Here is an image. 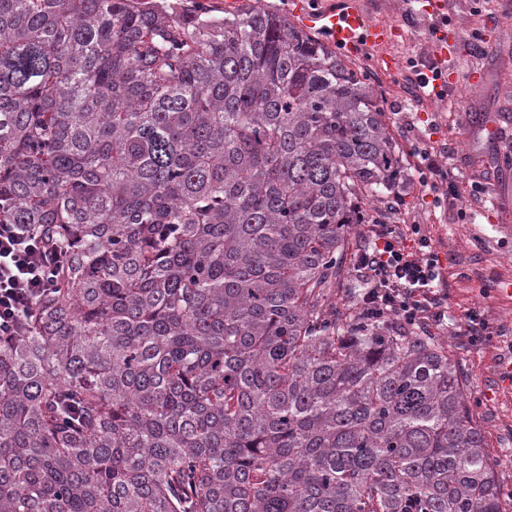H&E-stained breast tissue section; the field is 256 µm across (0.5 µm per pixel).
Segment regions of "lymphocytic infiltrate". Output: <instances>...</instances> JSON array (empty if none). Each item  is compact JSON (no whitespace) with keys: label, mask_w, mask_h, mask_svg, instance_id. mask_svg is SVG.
<instances>
[{"label":"lymphocytic infiltrate","mask_w":512,"mask_h":512,"mask_svg":"<svg viewBox=\"0 0 512 512\" xmlns=\"http://www.w3.org/2000/svg\"><path fill=\"white\" fill-rule=\"evenodd\" d=\"M419 156L421 179L435 203H454L459 189L436 156L426 149ZM64 258V250L43 235L0 224V336L14 335L37 298L55 286ZM355 269L367 285L361 308L369 316L417 326L443 321L445 296L434 289L443 279L442 263L419 225L376 232Z\"/></svg>","instance_id":"obj_1"}]
</instances>
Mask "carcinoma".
<instances>
[{
    "label": "carcinoma",
    "instance_id": "obj_1",
    "mask_svg": "<svg viewBox=\"0 0 512 512\" xmlns=\"http://www.w3.org/2000/svg\"><path fill=\"white\" fill-rule=\"evenodd\" d=\"M382 115L268 7L0 0V224L68 250L0 337V512H503L447 341L352 304Z\"/></svg>",
    "mask_w": 512,
    "mask_h": 512
}]
</instances>
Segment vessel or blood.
<instances>
[{
  "mask_svg": "<svg viewBox=\"0 0 512 512\" xmlns=\"http://www.w3.org/2000/svg\"><path fill=\"white\" fill-rule=\"evenodd\" d=\"M309 0H294L292 13L302 25L322 31L343 51L356 54L370 47H379L396 40L400 29L384 20L369 19L360 0H336L334 5L320 10L310 9ZM455 42L454 29L438 26L433 48L442 63L443 78L437 79L436 88H448L458 79H465L473 87H481L485 74L481 71L460 70L450 65L448 59Z\"/></svg>",
  "mask_w": 512,
  "mask_h": 512,
  "instance_id": "1",
  "label": "vessel or blood"
}]
</instances>
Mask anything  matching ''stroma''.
<instances>
[{
    "label": "stroma",
    "instance_id": "1",
    "mask_svg": "<svg viewBox=\"0 0 512 512\" xmlns=\"http://www.w3.org/2000/svg\"><path fill=\"white\" fill-rule=\"evenodd\" d=\"M446 5L459 32L451 64L479 68L486 74L482 88L461 83L449 90V99L456 103L450 112L441 111L440 100L414 99L405 67L395 74L379 68L380 59L388 55L404 63L416 57L432 65L433 16L409 9L402 0H371L365 8L372 19L392 22L402 32L397 42L369 49L354 56L353 62L370 73L384 121L408 171L396 189L398 201L393 207L370 203L366 210L383 224L420 225L442 260L441 287L448 317L430 331L447 338L452 353L468 372L471 403L483 422L489 453L499 463L503 507L512 512V166L495 168L498 152L481 138L473 122L474 114H494L512 134V0H494L490 10L479 14L472 12V0H446ZM489 28L500 33V42L476 51L467 41L468 34ZM425 146L438 151L439 164L458 184L461 196L456 203L433 207L431 196L419 182L416 151ZM489 169L495 177L486 192L498 200L493 209L472 203L468 196L470 182L481 180ZM462 208L473 209L474 218L461 221L457 212ZM474 308L500 329L498 336L478 346L457 333L464 314Z\"/></svg>",
    "mask_w": 512,
    "mask_h": 512
}]
</instances>
